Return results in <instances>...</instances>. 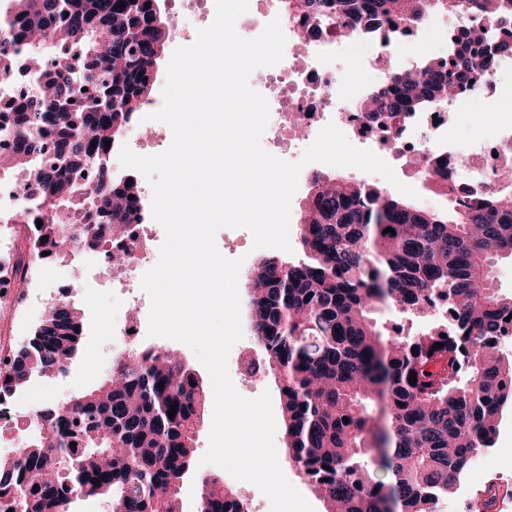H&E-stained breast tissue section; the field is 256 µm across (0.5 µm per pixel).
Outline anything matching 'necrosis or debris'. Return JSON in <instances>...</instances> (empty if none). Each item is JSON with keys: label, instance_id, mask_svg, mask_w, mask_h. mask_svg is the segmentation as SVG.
I'll list each match as a JSON object with an SVG mask.
<instances>
[{"label": "necrosis or debris", "instance_id": "obj_1", "mask_svg": "<svg viewBox=\"0 0 512 512\" xmlns=\"http://www.w3.org/2000/svg\"><path fill=\"white\" fill-rule=\"evenodd\" d=\"M282 30L286 36L283 59L265 68L260 78L270 108L265 134L271 154L287 158L332 123L380 148L389 138H396L399 153L406 157L450 159L451 177L475 190L495 183L499 170L512 165V125L503 126L494 139L474 140L468 148L467 161L460 165L453 161L455 152L444 129L433 123L427 112L405 113L389 122L368 121L361 110L360 94L346 93L339 86L336 55L348 43L335 23L312 16L292 17L283 23ZM299 129L305 131V138L296 137ZM140 196V209L128 224L125 236L112 241L113 250L130 248L136 254L132 264L111 270L112 292L126 308L125 319L112 328V339L122 354L138 343V332L143 328L138 312L146 305L141 278L155 259L150 243L165 237L163 227L150 221L148 184H141ZM23 245L17 225L0 210V291L10 297L16 309L27 304L32 278L52 265L51 260L40 258L25 273H18L16 264Z\"/></svg>", "mask_w": 512, "mask_h": 512}]
</instances>
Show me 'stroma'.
Listing matches in <instances>:
<instances>
[{
    "label": "stroma",
    "instance_id": "stroma-1",
    "mask_svg": "<svg viewBox=\"0 0 512 512\" xmlns=\"http://www.w3.org/2000/svg\"><path fill=\"white\" fill-rule=\"evenodd\" d=\"M164 13L170 20L169 36L163 57L156 69L154 86L142 109V115L158 111L163 105L162 90L166 83L167 65L174 50L194 43L198 26L193 16L177 10L173 0H165ZM451 16L438 11L432 22L423 28L418 38L406 44L399 53L398 62L416 58L422 61L433 59L448 51V28ZM487 112L483 120H475L470 114L460 111L449 113L447 137L457 154H465L477 133L490 132L503 125L512 112V71L501 74L497 92L487 99ZM380 156L391 163L397 178L412 186L418 193L416 207L428 211H444L448 202L432 192L412 164L395 162L391 151H381ZM353 177L370 184H383V177L355 168H342L322 163H310L299 175L298 189L291 201L290 242L291 252L283 253V260L296 262L304 257L300 243L298 218L309 192L314 176ZM69 284L73 290L71 302L81 309L88 323L87 334L71 360L66 374L50 379L34 378L16 393L11 417L0 420V432L9 440L0 444V455L16 453L26 442L38 437L37 429L23 424L24 416L35 413L48 405L62 403L74 396L90 391L105 381L112 369L115 354L112 348V325L121 321L126 310L120 299L113 296L112 288L102 270L97 266L91 252H78L60 259L53 266L48 279L39 281L33 288L26 311L18 312L15 318L0 320V339L13 345L26 343L33 329L46 315L58 285ZM243 337L232 347L228 357V368L237 391L244 397L255 398L270 392L274 413H281L280 379L278 373L267 372L266 376H242L239 369L241 358L257 361L265 357L262 346L256 341L249 315H242ZM212 424L211 414H204L195 434V464L185 476L180 497L183 512H196L202 482L214 475H223L222 469L213 464H202L201 458L209 443ZM227 485H234L232 476L223 475ZM495 479L499 489L507 492L502 508L498 512H512V409H506L499 423L498 434L492 446L475 459L451 495L442 499L438 512H476L477 495L488 479Z\"/></svg>",
    "mask_w": 512,
    "mask_h": 512
}]
</instances>
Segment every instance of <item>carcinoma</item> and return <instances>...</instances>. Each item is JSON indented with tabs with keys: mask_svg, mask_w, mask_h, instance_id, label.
<instances>
[{
	"mask_svg": "<svg viewBox=\"0 0 512 512\" xmlns=\"http://www.w3.org/2000/svg\"><path fill=\"white\" fill-rule=\"evenodd\" d=\"M288 10L329 11L351 39L380 38L382 22L394 37L433 10L489 20L459 34L450 62L392 69L363 96L371 122L440 105L470 75L512 57V33L493 34L512 25V0H288ZM168 34L161 0H7L0 10V39L11 49L0 54V74L18 66L29 88L0 141L26 171L14 219L29 226L33 255L67 254L63 219L84 213L93 217L83 229L88 246L107 250L114 228L138 210V180H115L110 158L148 102ZM420 175L448 211L418 209L352 177H314L300 217L307 260L264 258L251 272L254 335L281 374L286 455L325 512H436L512 407V356L501 353L512 297L490 276L491 260L512 258V194L456 183L445 159ZM385 300L429 326L383 335L372 311ZM85 327L73 304H55L28 343L0 357V398L64 372ZM206 404L184 362L153 346L135 350L99 387L36 416L39 437L0 462V512H68L90 497L107 499L112 512H183L180 484ZM377 404L384 426L370 414ZM375 469L388 480L373 478ZM496 501L491 481L478 512H493ZM196 512L248 507L216 475Z\"/></svg>",
	"mask_w": 512,
	"mask_h": 512,
	"instance_id": "1",
	"label": "carcinoma"
}]
</instances>
